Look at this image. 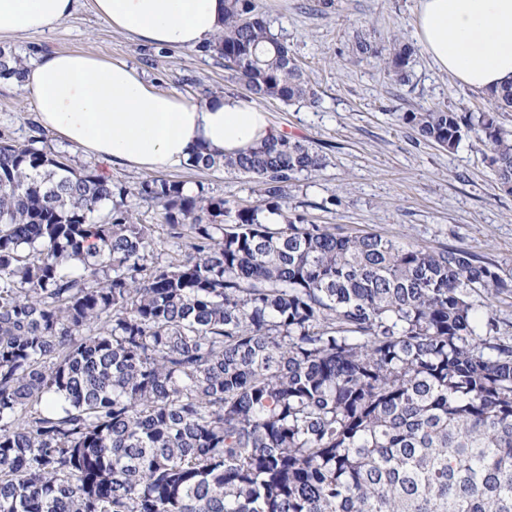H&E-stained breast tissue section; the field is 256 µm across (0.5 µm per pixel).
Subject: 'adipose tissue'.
Wrapping results in <instances>:
<instances>
[{
	"instance_id": "ef3b65f1",
	"label": "adipose tissue",
	"mask_w": 512,
	"mask_h": 512,
	"mask_svg": "<svg viewBox=\"0 0 512 512\" xmlns=\"http://www.w3.org/2000/svg\"><path fill=\"white\" fill-rule=\"evenodd\" d=\"M75 0H0V41L55 28ZM113 30L152 46L194 49L224 31V0H91ZM422 50L465 87L512 83V0H418ZM37 116L82 152L142 172L183 166L193 153L238 156L273 130L254 101L196 102L161 91L136 67L88 53L51 52L25 74Z\"/></svg>"
}]
</instances>
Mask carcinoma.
Here are the masks:
<instances>
[{"instance_id": "carcinoma-1", "label": "carcinoma", "mask_w": 512, "mask_h": 512, "mask_svg": "<svg viewBox=\"0 0 512 512\" xmlns=\"http://www.w3.org/2000/svg\"><path fill=\"white\" fill-rule=\"evenodd\" d=\"M210 50L258 100L315 102L256 0H224ZM416 52L355 43L398 84ZM25 69L0 49V79ZM489 97L402 120L448 151L475 133L511 195L512 84ZM324 165L285 136L194 154L252 180L242 206L0 141V512H512V333L475 301L512 274L304 223L289 188ZM143 203L178 244L166 265Z\"/></svg>"}]
</instances>
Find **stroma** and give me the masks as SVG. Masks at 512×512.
I'll return each mask as SVG.
<instances>
[{"instance_id":"stroma-1","label":"stroma","mask_w":512,"mask_h":512,"mask_svg":"<svg viewBox=\"0 0 512 512\" xmlns=\"http://www.w3.org/2000/svg\"><path fill=\"white\" fill-rule=\"evenodd\" d=\"M271 30L287 42L318 95L313 105L264 102L272 126L325 156L320 170L299 176L290 204L307 223L345 233L373 232L433 250L462 248L481 260L512 271V195L498 190L483 161L484 143L463 137L451 152L425 141L401 120L403 113L444 103L457 112L487 105L486 92L463 86L433 65L425 53L412 63L409 83L395 84L377 58L356 60L355 36L378 45L393 37L415 41L418 0H258ZM35 61L53 51H76L122 59L161 90L194 101L206 90L245 95L229 82L221 58L203 49L141 45L112 30L77 0L72 15L44 34H21L0 45ZM38 139L64 154L77 169H94L127 187L144 172L87 156L43 128L22 85L0 80V138ZM188 187L204 185L210 195L254 202L246 176L224 170L181 167L166 171Z\"/></svg>"}]
</instances>
